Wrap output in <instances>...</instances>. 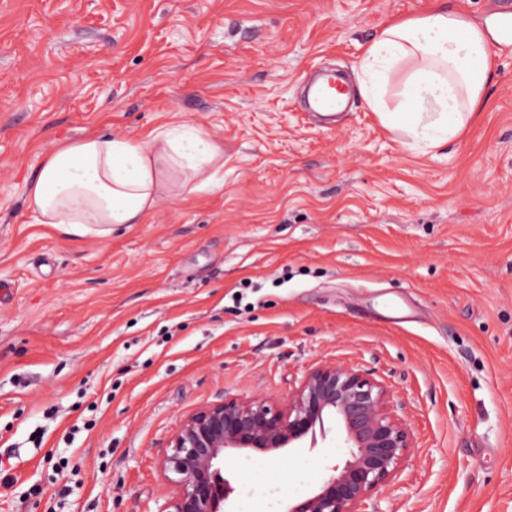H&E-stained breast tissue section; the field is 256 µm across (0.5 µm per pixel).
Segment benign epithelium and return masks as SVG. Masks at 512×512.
Listing matches in <instances>:
<instances>
[{
	"instance_id": "obj_1",
	"label": "benign epithelium",
	"mask_w": 512,
	"mask_h": 512,
	"mask_svg": "<svg viewBox=\"0 0 512 512\" xmlns=\"http://www.w3.org/2000/svg\"><path fill=\"white\" fill-rule=\"evenodd\" d=\"M327 419L341 424L350 459L327 468L315 491L286 512H370L375 491L397 477L413 434L387 389L343 364L313 368L279 405L233 397L187 416L161 459L174 486L161 512H224L233 492L218 467L224 453L278 450L325 430Z\"/></svg>"
}]
</instances>
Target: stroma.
<instances>
[{"label":"stroma","mask_w":512,"mask_h":512,"mask_svg":"<svg viewBox=\"0 0 512 512\" xmlns=\"http://www.w3.org/2000/svg\"><path fill=\"white\" fill-rule=\"evenodd\" d=\"M436 2L0 0V512H159L186 416L335 363L414 434L379 512H512V46L427 153L362 97L329 128L301 102ZM175 119L223 145V188L107 238L35 223L52 148ZM325 429L226 452L228 512H284L344 465Z\"/></svg>","instance_id":"1"}]
</instances>
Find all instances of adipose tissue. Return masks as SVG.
<instances>
[{"mask_svg":"<svg viewBox=\"0 0 512 512\" xmlns=\"http://www.w3.org/2000/svg\"><path fill=\"white\" fill-rule=\"evenodd\" d=\"M491 66L487 31L440 4L381 29L359 62L358 90L383 127L426 152L484 108ZM223 168V146L198 125L167 123L140 140L93 134L47 153L26 203L37 223L106 237L178 196L223 185Z\"/></svg>","mask_w":512,"mask_h":512,"instance_id":"adipose-tissue-1","label":"adipose tissue"}]
</instances>
